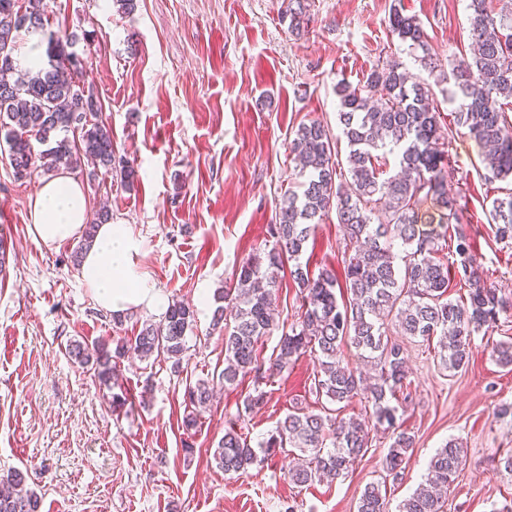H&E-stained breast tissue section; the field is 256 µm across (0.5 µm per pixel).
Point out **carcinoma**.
<instances>
[{"mask_svg":"<svg viewBox=\"0 0 512 512\" xmlns=\"http://www.w3.org/2000/svg\"><path fill=\"white\" fill-rule=\"evenodd\" d=\"M469 52L451 63L422 58V74L386 64L371 70L364 83H336L338 123L346 138L349 177L340 166L330 129L312 121L302 124L290 143L302 162L306 177L302 192L285 194L270 226L271 243L256 250L239 265L220 298L212 331L224 337V371L219 380L233 386L249 377L248 393L236 419L224 430L214 449L215 467L232 475L262 462L267 455L299 451L288 478L297 487L315 482L333 483L353 469L369 447L371 427L387 425L392 443L385 457L382 479L367 484L357 512H389L387 480L397 481L414 437L396 427V409L389 398L407 388V365L400 336L433 345L438 365L450 372L470 362L472 338L501 314L512 312V299L498 294L481 278L473 241L462 223L456 197L448 193V151L445 139L465 128L486 148L484 167L495 180L512 179V0H468ZM288 29L300 33L308 27L307 0H288ZM392 35L409 48L426 49L427 33L414 15L394 10ZM47 25L43 0H0V131L19 177L48 174L66 168L83 170L93 165L88 180L99 169L117 172L120 182L132 186L136 171L116 157L112 135L99 120L98 103L77 81L84 60L62 43L48 47L47 57L21 65L14 57L17 33L43 35ZM448 84V102L456 105L453 124L441 130V112L431 83ZM80 132L76 139L69 133ZM46 149L35 154L32 142ZM394 157L400 172L384 176ZM336 211L351 254L343 259L347 300L337 298L336 271L323 267L312 276L301 263L316 226ZM491 217L496 238L512 244V193L493 200ZM112 219L102 210L85 225L74 253L80 261L95 241V228ZM292 264L290 277L299 289L300 314L283 331L268 362L261 357L263 338L276 326L273 311L279 283L275 272ZM470 286L469 302L449 298L451 276ZM195 322L193 307L175 301L157 322H144L130 338L101 340L93 346L69 344V354L93 370L99 384L112 387V405H125L117 392V365L125 357L141 361L163 357L179 372L186 351V336ZM115 347H110V344ZM350 345L378 369L369 383L362 371L341 357ZM496 362L512 366V341L493 347ZM309 356L314 362L311 392L319 400L337 405L319 413L291 412L277 422L270 436L252 445L239 429L245 416L262 408L266 392L259 384L266 369L283 372ZM214 381L199 379L185 390L187 413L183 427L193 430L200 411L213 398ZM361 395L365 418H338L333 411ZM464 449L446 442L430 459L425 481L396 512H447L442 491L455 481ZM29 475L13 470L0 478V512H40V497L26 488Z\"/></svg>","mask_w":512,"mask_h":512,"instance_id":"cac0c4a2","label":"carcinoma"}]
</instances>
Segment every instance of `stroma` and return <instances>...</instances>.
Masks as SVG:
<instances>
[{
    "label": "stroma",
    "mask_w": 512,
    "mask_h": 512,
    "mask_svg": "<svg viewBox=\"0 0 512 512\" xmlns=\"http://www.w3.org/2000/svg\"><path fill=\"white\" fill-rule=\"evenodd\" d=\"M308 29L292 34L283 0H43L48 33L72 41L86 61L80 83L101 105L100 118L137 179L95 181L74 173L91 213L108 207L140 243L138 269L169 300L190 303L195 324L181 373L170 362L120 364L126 404L66 352L137 334L151 312L100 309L71 262L78 239L44 246L31 234L40 176L14 173L0 142V232L7 271L0 277V476L33 473L40 512H357L365 485L383 474L391 439L374 433L365 456L336 482L298 488L292 455L269 457L227 475L212 454L251 382L218 390L195 431L182 427L187 385L218 376L224 341L210 331L217 290L268 237L275 210L301 188L290 143L300 124L319 121L348 147L338 124L336 83L356 84L377 65L417 73L414 52L393 38L389 19L417 16L431 56L454 60L468 49L467 0H308ZM448 188L462 208L488 286L512 297V246L497 241L489 216L512 181H486L482 150L466 129L448 147ZM346 242L335 217L311 236L303 260L311 273L341 267ZM512 339V317L474 335L465 371L438 367L426 346H407L409 398L393 399L397 424L414 435L405 469L389 484L390 505L408 498L446 441L464 448L448 512H500L512 478L498 459L512 451V369L492 347ZM314 364L270 376L266 403L250 414L251 441L267 438L294 411L319 412L309 393Z\"/></svg>",
    "instance_id": "stroma-1"
}]
</instances>
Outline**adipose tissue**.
<instances>
[{"label": "adipose tissue", "mask_w": 512, "mask_h": 512, "mask_svg": "<svg viewBox=\"0 0 512 512\" xmlns=\"http://www.w3.org/2000/svg\"><path fill=\"white\" fill-rule=\"evenodd\" d=\"M88 211V199L70 175L45 181L32 203L35 241L48 246L81 236ZM139 252L138 241L124 225H99L93 246L83 255L80 276L100 308L110 313L166 311L167 297L138 273Z\"/></svg>", "instance_id": "ef3b65f1"}]
</instances>
